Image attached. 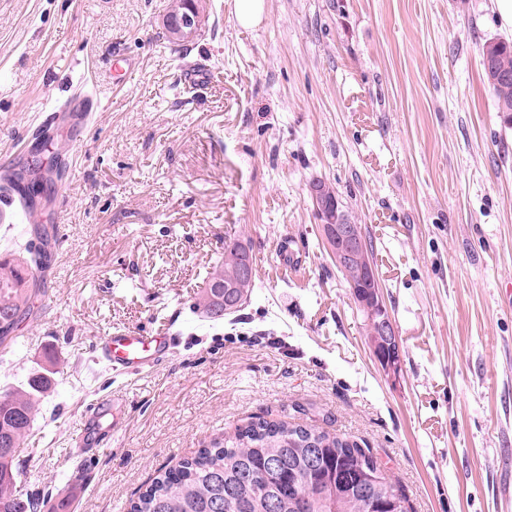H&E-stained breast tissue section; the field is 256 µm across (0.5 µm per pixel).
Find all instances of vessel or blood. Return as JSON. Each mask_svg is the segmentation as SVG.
<instances>
[{
    "label": "vessel or blood",
    "instance_id": "obj_1",
    "mask_svg": "<svg viewBox=\"0 0 512 512\" xmlns=\"http://www.w3.org/2000/svg\"><path fill=\"white\" fill-rule=\"evenodd\" d=\"M97 101L90 96L66 101L61 110L51 111L35 135L49 138L52 126L60 112L80 114L96 111ZM173 342L172 336L162 332H143L131 329L119 330L104 336L95 348L96 359L121 373H138L156 366L166 355Z\"/></svg>",
    "mask_w": 512,
    "mask_h": 512
}]
</instances>
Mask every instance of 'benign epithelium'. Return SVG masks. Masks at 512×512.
Here are the masks:
<instances>
[{
  "mask_svg": "<svg viewBox=\"0 0 512 512\" xmlns=\"http://www.w3.org/2000/svg\"><path fill=\"white\" fill-rule=\"evenodd\" d=\"M208 18L206 0H188L183 13L168 18L167 25L177 42L188 43L206 26ZM311 193L336 267L342 270L354 261H365V246L356 225L335 209L333 201L326 197V186L315 183ZM352 292L364 309L369 328L378 338L372 344L374 355L386 367L397 366L401 359V340L378 282L363 292L356 288Z\"/></svg>",
  "mask_w": 512,
  "mask_h": 512,
  "instance_id": "obj_1",
  "label": "benign epithelium"
}]
</instances>
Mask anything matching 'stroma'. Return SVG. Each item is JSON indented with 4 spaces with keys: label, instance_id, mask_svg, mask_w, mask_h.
Instances as JSON below:
<instances>
[{
    "label": "stroma",
    "instance_id": "stroma-1",
    "mask_svg": "<svg viewBox=\"0 0 512 512\" xmlns=\"http://www.w3.org/2000/svg\"><path fill=\"white\" fill-rule=\"evenodd\" d=\"M169 3L0 0V170L29 161L55 102L99 103L55 133L60 245L0 354V389L59 357L18 496L127 512L160 469L288 415L370 449L409 512H512V125L480 54L512 39L495 0H263L253 26L209 0L179 53ZM317 180L372 245L399 368L331 259ZM228 235L251 245L255 288L209 323L193 305ZM122 327L175 343L122 376L94 353ZM112 398L117 428L91 411Z\"/></svg>",
    "mask_w": 512,
    "mask_h": 512
}]
</instances>
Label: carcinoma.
<instances>
[{
  "instance_id": "cac0c4a2",
  "label": "carcinoma",
  "mask_w": 512,
  "mask_h": 512,
  "mask_svg": "<svg viewBox=\"0 0 512 512\" xmlns=\"http://www.w3.org/2000/svg\"><path fill=\"white\" fill-rule=\"evenodd\" d=\"M490 61L484 77L496 109L512 123V42H487ZM52 179L32 169L7 172L0 180V197L20 193L28 205ZM35 241L24 253H0V346L17 343L13 333L38 301L57 239L47 225L34 224ZM250 247L236 237L224 238V260L207 273L203 284V317L223 310L219 299L224 282L236 281L243 299H250L254 279H238ZM55 371L44 369L21 386L0 390V512H36L39 503L14 492L19 452L31 435L43 400L55 390ZM319 454L317 468L308 466L310 446ZM280 501L279 512H372L393 506L408 512L406 498L390 471L344 434L330 433L286 420L257 418L234 433L199 449L193 456L158 474L129 505L128 512H267L266 501Z\"/></svg>"
}]
</instances>
